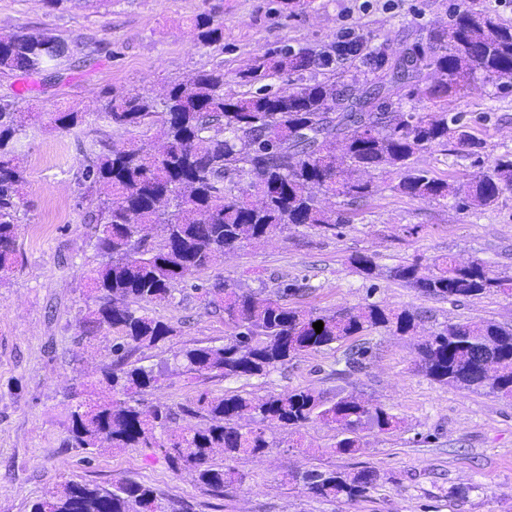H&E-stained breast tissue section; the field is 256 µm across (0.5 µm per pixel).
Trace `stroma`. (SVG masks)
<instances>
[{
  "mask_svg": "<svg viewBox=\"0 0 512 512\" xmlns=\"http://www.w3.org/2000/svg\"><path fill=\"white\" fill-rule=\"evenodd\" d=\"M463 0H309L285 9L280 0H0V32L49 30L73 50L58 76L0 72V98H19L28 117L22 138L26 181L17 223V262L0 276V512H30L32 501L66 480L117 485L132 479L148 486L172 512H512V403L440 384L417 371L419 337L447 323L492 321L512 325V294H485L461 302L441 299L398 280L395 268L448 256L479 259L512 275V190L496 205L459 211L453 201L417 200L395 191L398 174L371 172L373 194L352 206V223L336 233L289 225L275 236L243 244L205 272L209 281L232 280L245 289H276L300 279L302 294L289 305L334 311L365 303L424 315L418 336L379 328L366 340L374 356L347 369V343L304 354L250 379L202 375L188 378L173 354L192 345H220L230 328L222 313L204 310L192 290L175 302L146 304L142 313L170 325L173 336L136 351L142 365L164 368L151 404L177 411L173 429L200 427L204 418L180 414L205 393H285L311 388L325 398L337 391L384 407L398 430H364L360 448L337 453L335 426L314 422L290 437L270 428L273 448L234 462L243 483L216 497L193 472H173L158 449L103 450L87 456L67 447L68 408L88 397L92 383L112 363L115 333L81 338L93 306L88 278L99 259L95 227L85 221L87 192L77 180L81 149L92 142L118 144L125 130L99 114L107 94L138 92L162 98L171 84L198 71L224 68V91L237 92V73L265 48L287 44L322 49L349 31L371 47L404 50L446 26ZM210 16L223 24V40L205 45L194 22ZM74 109L82 125L60 130L53 113ZM449 111L466 115L470 146L434 148L415 164L431 175L466 180L493 157L512 152V91L477 81ZM371 256L373 275L352 264ZM306 469L376 471L374 489L352 502L322 499L290 482Z\"/></svg>",
  "mask_w": 512,
  "mask_h": 512,
  "instance_id": "stroma-1",
  "label": "stroma"
}]
</instances>
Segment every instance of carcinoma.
I'll use <instances>...</instances> for the list:
<instances>
[{
    "label": "carcinoma",
    "mask_w": 512,
    "mask_h": 512,
    "mask_svg": "<svg viewBox=\"0 0 512 512\" xmlns=\"http://www.w3.org/2000/svg\"><path fill=\"white\" fill-rule=\"evenodd\" d=\"M465 0L449 14L448 25L427 41H417L398 56L369 51L358 68L365 82L347 81L335 67L336 45L320 53L288 45L268 48L238 73L243 90L224 94V69L197 72L174 83L161 100L142 94L108 99L104 118L118 129L157 128L158 141L131 138L121 144L83 150L81 179L97 192L86 212L96 225L98 267L89 277L94 308L81 335L100 329L117 333L111 368L98 381L96 397L69 408L68 445L94 454L112 449L157 448L169 467L190 469L197 483L214 496L242 481L229 462L242 454L260 455L274 445L271 423L295 432L313 421L340 430L336 452L360 447L368 426L380 433L399 427V419L381 406L370 407L351 394L332 400L310 388L261 397L201 394L181 407L185 414L209 419L203 428L171 432L175 412L148 405L142 395L158 387L163 371L130 361L133 352L173 334L168 324L132 308L134 304L171 302L178 285L189 283L245 242L266 239L290 224H308L324 232L350 223L348 210L326 209L317 193L346 205L370 197L369 180L358 172L389 168L401 172L394 190L420 200L454 199L461 211L496 203L512 189V153L494 158L472 180H443L412 166L416 155L452 142L477 146L461 124L462 114L448 101L468 94L478 77L512 88V26ZM205 45L224 38L210 17L196 18ZM72 49L52 32L17 30L0 34V71H54ZM323 70L288 90L272 88L280 75ZM428 71L434 83L422 84ZM438 100L431 112H405L399 92ZM19 105L0 99V271L16 255L17 214L24 182L19 147L23 132ZM53 123L70 130L83 123L80 112L53 113ZM342 153H336L337 142ZM395 277L428 295L452 301L491 292H512V278L495 274L484 262L467 264L444 257L424 266L416 260L395 268ZM204 309L224 312L232 333L222 346L183 347L174 354L186 374L227 377L262 376L301 355L385 327L395 335L416 331L417 316L376 303L330 313L303 310L287 299L300 291L279 283L263 296L224 280L190 283ZM323 322L316 333L313 323ZM373 347L360 343L345 353V364L361 365ZM418 366L431 379L460 390H481L512 398V328L492 322L449 323L418 345ZM221 450L224 462L214 460ZM306 493L325 499L355 500L376 485L377 473L307 469L292 476ZM30 512H168L152 487L130 480L118 486L66 480Z\"/></svg>",
    "instance_id": "1"
}]
</instances>
